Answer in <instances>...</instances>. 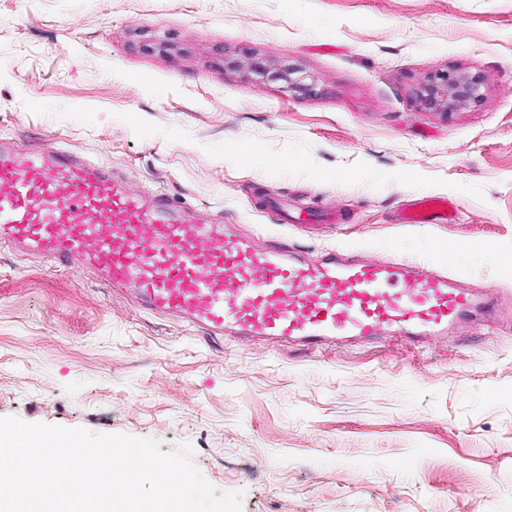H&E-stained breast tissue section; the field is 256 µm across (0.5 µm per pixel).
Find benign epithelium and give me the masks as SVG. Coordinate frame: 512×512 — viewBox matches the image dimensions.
I'll return each instance as SVG.
<instances>
[{
	"mask_svg": "<svg viewBox=\"0 0 512 512\" xmlns=\"http://www.w3.org/2000/svg\"><path fill=\"white\" fill-rule=\"evenodd\" d=\"M487 84L483 74H462L455 70H436L416 88L419 106L443 116L468 104L477 103Z\"/></svg>",
	"mask_w": 512,
	"mask_h": 512,
	"instance_id": "7a95c632",
	"label": "benign epithelium"
}]
</instances>
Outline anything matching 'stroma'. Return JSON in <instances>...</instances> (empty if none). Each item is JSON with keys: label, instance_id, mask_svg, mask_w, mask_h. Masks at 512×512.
Returning a JSON list of instances; mask_svg holds the SVG:
<instances>
[{"label": "stroma", "instance_id": "obj_1", "mask_svg": "<svg viewBox=\"0 0 512 512\" xmlns=\"http://www.w3.org/2000/svg\"><path fill=\"white\" fill-rule=\"evenodd\" d=\"M246 54L288 80L237 68ZM446 68L489 81L444 117L415 90ZM311 81L319 95L298 91ZM0 135L91 153L311 258L346 244L432 264L470 244L453 274L512 306V0H0ZM263 188L345 225H280ZM427 194L455 219L396 223ZM6 416L190 444L243 512H512L505 319L404 346L208 339L2 248Z\"/></svg>", "mask_w": 512, "mask_h": 512}]
</instances>
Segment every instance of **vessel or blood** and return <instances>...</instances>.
<instances>
[{
    "label": "vessel or blood",
    "instance_id": "1",
    "mask_svg": "<svg viewBox=\"0 0 512 512\" xmlns=\"http://www.w3.org/2000/svg\"><path fill=\"white\" fill-rule=\"evenodd\" d=\"M302 228L333 224L330 208L289 209ZM456 206L418 196L402 224L446 223ZM0 246L93 274L143 309L206 336L286 341L304 348L379 339L420 343L505 316L496 293L465 287L445 263L391 262L339 248L311 261L263 243L205 209L133 188L111 167L66 148L0 139Z\"/></svg>",
    "mask_w": 512,
    "mask_h": 512
}]
</instances>
